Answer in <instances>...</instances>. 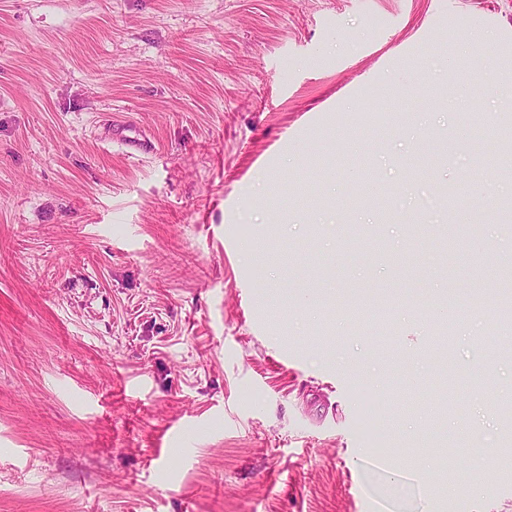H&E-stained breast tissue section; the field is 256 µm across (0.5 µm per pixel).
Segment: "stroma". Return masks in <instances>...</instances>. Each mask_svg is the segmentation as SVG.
<instances>
[{
	"instance_id": "1",
	"label": "stroma",
	"mask_w": 512,
	"mask_h": 512,
	"mask_svg": "<svg viewBox=\"0 0 512 512\" xmlns=\"http://www.w3.org/2000/svg\"><path fill=\"white\" fill-rule=\"evenodd\" d=\"M497 112L512 0H0V512H512ZM497 280L492 284L497 318L502 326L512 325V266L502 265L496 272ZM458 376L446 373L440 380V387L435 394L431 409L427 415L430 421L438 422L448 418V396L453 397Z\"/></svg>"
}]
</instances>
